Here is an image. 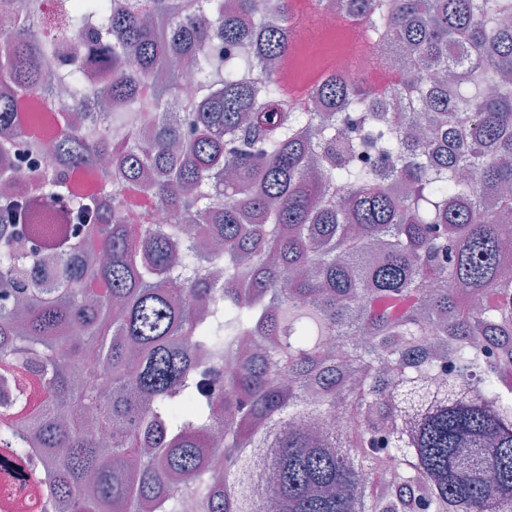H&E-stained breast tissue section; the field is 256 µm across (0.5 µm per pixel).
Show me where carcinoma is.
Wrapping results in <instances>:
<instances>
[{
	"mask_svg": "<svg viewBox=\"0 0 512 512\" xmlns=\"http://www.w3.org/2000/svg\"><path fill=\"white\" fill-rule=\"evenodd\" d=\"M292 2L0 0V445L44 512H512V0H339L394 112L288 95Z\"/></svg>",
	"mask_w": 512,
	"mask_h": 512,
	"instance_id": "1",
	"label": "carcinoma"
}]
</instances>
